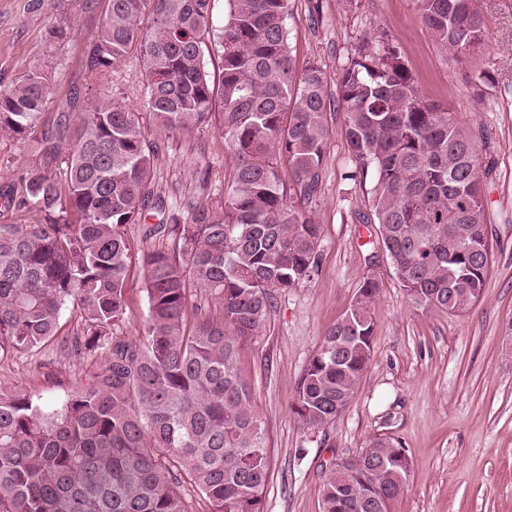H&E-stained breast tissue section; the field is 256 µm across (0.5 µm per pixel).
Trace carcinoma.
Returning <instances> with one entry per match:
<instances>
[{
  "label": "carcinoma",
  "instance_id": "carcinoma-1",
  "mask_svg": "<svg viewBox=\"0 0 512 512\" xmlns=\"http://www.w3.org/2000/svg\"><path fill=\"white\" fill-rule=\"evenodd\" d=\"M108 0L89 66L113 70L136 50L146 76L139 110L96 101L70 123L44 112L50 76L41 66L0 91V136L25 141L51 125L45 152L72 140L66 180L18 175L11 205L35 212L0 224V358L57 344L104 365L60 409L0 389V512H188L179 489L205 494L212 512H264L268 457L251 388L237 360L275 292L318 272L316 203L339 106L352 158L346 178L371 180L385 255L415 308L460 314L486 284L490 251L485 189L473 134L427 102L396 47L363 42L328 95L327 74L295 77L287 20L292 0ZM436 44L465 61L485 41L478 0H414ZM218 38L214 75L205 51ZM189 133L216 126L233 175L224 206H188L165 225L168 249L143 248L126 226L154 197L156 145L140 121ZM288 165L291 182L280 174ZM146 272L143 334L114 337L125 314V280ZM377 278L326 330L300 377L291 412L307 430L336 421L373 351ZM81 326L62 332L66 303ZM399 443L378 438L346 473L331 470L323 512H389L410 470L386 463Z\"/></svg>",
  "mask_w": 512,
  "mask_h": 512
}]
</instances>
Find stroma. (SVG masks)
Segmentation results:
<instances>
[{"label": "stroma", "instance_id": "1", "mask_svg": "<svg viewBox=\"0 0 512 512\" xmlns=\"http://www.w3.org/2000/svg\"><path fill=\"white\" fill-rule=\"evenodd\" d=\"M488 44L460 63L432 40L413 0H294L288 42L296 69L315 63L336 81L363 37L396 46L428 101L448 109L477 136L485 185V224L493 247L486 285L461 315L416 310L378 245L370 183L351 168L343 117L333 137L319 197L310 211L321 226L319 271L277 294L261 332L240 340L237 360L252 386L269 459L264 512H322L321 489L339 458L379 437L401 442L411 462L405 493L390 512H512V0H480ZM107 0H0V90L34 65L55 78L45 110L81 113L94 100L139 104L145 80L136 56L113 71L88 64ZM65 38H51L52 28ZM158 155L154 184L163 206L127 232L164 247L150 233L165 214L186 215L203 201L220 209L231 178L230 153L217 130L190 135L151 127ZM43 131L18 142L0 137V194L19 170L63 177L69 149L49 155ZM382 284L372 309L373 352L362 382L333 424L303 429L290 406L326 330L350 308L363 281ZM127 309L115 336H134L148 315L145 276L133 265ZM97 358L71 363L47 347L0 359V389L40 394L61 408Z\"/></svg>", "mask_w": 512, "mask_h": 512}]
</instances>
